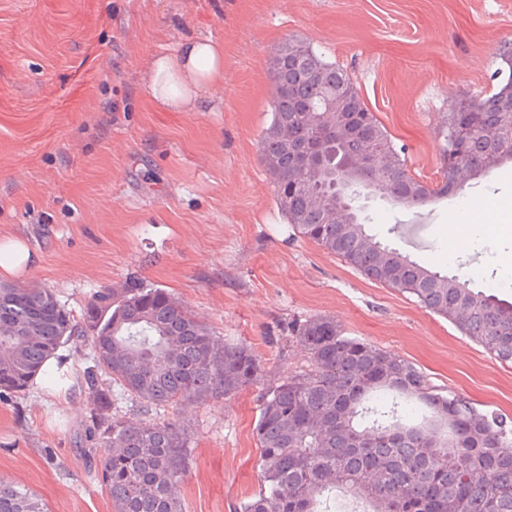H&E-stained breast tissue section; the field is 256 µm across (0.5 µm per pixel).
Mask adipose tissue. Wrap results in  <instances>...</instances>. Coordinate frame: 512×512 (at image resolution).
Returning <instances> with one entry per match:
<instances>
[{
    "label": "adipose tissue",
    "mask_w": 512,
    "mask_h": 512,
    "mask_svg": "<svg viewBox=\"0 0 512 512\" xmlns=\"http://www.w3.org/2000/svg\"><path fill=\"white\" fill-rule=\"evenodd\" d=\"M223 79V45L188 38L153 59L147 85L152 98L170 110L199 111L207 105L206 91Z\"/></svg>",
    "instance_id": "ef3b65f1"
}]
</instances>
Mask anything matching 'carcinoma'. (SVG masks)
<instances>
[{
    "mask_svg": "<svg viewBox=\"0 0 512 512\" xmlns=\"http://www.w3.org/2000/svg\"><path fill=\"white\" fill-rule=\"evenodd\" d=\"M306 54L307 83L274 84L271 120L259 151L288 224L367 279L407 294L448 319L499 360L512 363V303L470 287L456 274L411 261L368 233L369 217L354 202L363 185L350 182L353 218L323 222L336 198L327 168L306 174L291 169L280 140L281 120H298L288 110L307 99L316 124L334 130L348 112L329 110L320 86L345 92L364 113L362 129L343 146L347 156L371 154L376 195L394 206L420 208L437 194H462L495 164L512 162V117L497 103L512 97L500 84L470 96L474 128L464 148L456 145L457 120L448 115L443 131L442 185L429 190L407 170L402 151L361 98L349 75L294 39L275 55ZM468 171L456 185L457 167ZM307 178V196L286 194L284 184ZM26 328L0 334V397L19 394L37 378L52 384L67 374L46 362L70 342L90 338L93 365L83 371L91 408L85 422L91 446L84 449L113 512H183L180 482L188 460L189 436L176 419L133 423L112 411L115 398H130L149 411L187 400L229 397L257 384L260 360L244 345L218 340L196 315L163 288L136 281L99 291L75 319L49 288L0 284V319ZM313 367L265 388L255 426L259 447L256 492L236 512H326L323 499L339 492L365 512H512V420L480 410L460 395L436 389L404 357L343 334L329 317L311 318L293 329ZM0 512H47L25 487L0 479Z\"/></svg>",
    "mask_w": 512,
    "mask_h": 512,
    "instance_id": "cac0c4a2",
    "label": "carcinoma"
}]
</instances>
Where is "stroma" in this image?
<instances>
[{
  "label": "stroma",
  "mask_w": 512,
  "mask_h": 512,
  "mask_svg": "<svg viewBox=\"0 0 512 512\" xmlns=\"http://www.w3.org/2000/svg\"><path fill=\"white\" fill-rule=\"evenodd\" d=\"M198 36L223 43L224 80L203 110L165 109L147 88L151 63ZM291 39L348 73L408 171L433 186L449 112L499 81L512 0H0V236L39 258L14 285L53 289L76 314L129 281L164 288L261 361L260 384L235 396L153 411L191 435L184 512H235L257 491L258 395L311 372L292 328L315 316L512 417V364L289 227L259 141L268 61ZM364 205L378 239L512 301V163L415 212ZM476 212L494 214L497 238L478 231L457 249L449 225ZM88 413L75 383L1 399L0 477L49 512H112L83 452Z\"/></svg>",
  "instance_id": "stroma-1"
}]
</instances>
